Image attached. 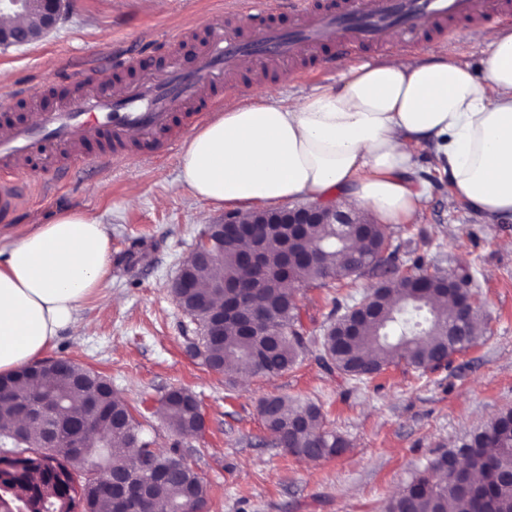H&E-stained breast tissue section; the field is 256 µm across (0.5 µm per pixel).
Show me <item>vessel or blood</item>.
<instances>
[{"label": "vessel or blood", "mask_w": 512, "mask_h": 512, "mask_svg": "<svg viewBox=\"0 0 512 512\" xmlns=\"http://www.w3.org/2000/svg\"><path fill=\"white\" fill-rule=\"evenodd\" d=\"M249 20L239 23L240 13ZM512 14V0H288L287 21L277 20L271 0H228L222 27L209 30L192 64L171 60L139 82L99 88L95 68L73 74L81 104H63L57 112H21L0 117V220H7L23 198L25 177L46 162L66 161L93 142H108L95 166L108 170L123 154L128 132L145 147L168 144L180 112L202 111L218 90L233 93L252 64L262 75L303 76L307 59L336 48L358 56L388 47L392 39L415 43L446 37L465 21L484 25Z\"/></svg>", "instance_id": "vessel-or-blood-1"}]
</instances>
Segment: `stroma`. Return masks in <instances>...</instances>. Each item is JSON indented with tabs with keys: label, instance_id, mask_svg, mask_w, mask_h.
<instances>
[{
	"label": "stroma",
	"instance_id": "stroma-1",
	"mask_svg": "<svg viewBox=\"0 0 512 512\" xmlns=\"http://www.w3.org/2000/svg\"><path fill=\"white\" fill-rule=\"evenodd\" d=\"M224 21L225 0H67L45 39L0 49V71L9 76L0 86V114L16 111L18 84L31 96L30 111L54 108L68 71L115 50L135 51L141 66L102 68L98 84L137 80L141 68L167 63L171 44H179L183 57L193 55L185 30ZM469 30L463 23L447 38H425L405 47L403 58L414 63L445 50L479 67ZM340 73L335 60L320 57L299 79L270 76L245 94L285 105L335 85ZM100 151L90 144L65 172L33 176L13 220L0 222V249L65 211L87 212L104 225L109 272L78 309L88 333L61 331L40 357L68 359L107 376L154 447L180 445L207 485L206 512H384L414 470L512 409V215L490 221L454 199L431 144L415 148L409 180L425 184L427 193L412 221L385 227L393 269L402 274L419 262L430 273H471L485 328L479 342L448 366L423 372L393 364L364 382L326 373L310 351L280 375H244L232 386L188 356L186 346L199 330L170 292L200 233L223 220L225 207L176 189L180 148L148 151L127 136L124 160L104 174L90 165ZM370 284L361 277L339 291L316 285L295 291L307 335L322 334L336 296L362 299ZM174 387L198 397L205 418L199 434L179 438L170 430L160 399ZM269 395L315 402L325 428L347 438L349 448L311 461L273 447L257 412Z\"/></svg>",
	"mask_w": 512,
	"mask_h": 512
}]
</instances>
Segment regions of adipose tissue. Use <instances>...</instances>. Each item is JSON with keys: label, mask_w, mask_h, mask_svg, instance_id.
I'll return each instance as SVG.
<instances>
[{"label": "adipose tissue", "mask_w": 512, "mask_h": 512, "mask_svg": "<svg viewBox=\"0 0 512 512\" xmlns=\"http://www.w3.org/2000/svg\"><path fill=\"white\" fill-rule=\"evenodd\" d=\"M484 74L448 52L349 65L339 84L283 105L245 98L184 143L179 182L212 203L250 208L345 190L349 208L409 222L422 195L407 174L432 144L451 195L482 215L512 214V28L473 29ZM0 264V374L28 366L60 330L86 333L80 302L108 272L110 241L81 212L24 234Z\"/></svg>", "instance_id": "obj_1"}]
</instances>
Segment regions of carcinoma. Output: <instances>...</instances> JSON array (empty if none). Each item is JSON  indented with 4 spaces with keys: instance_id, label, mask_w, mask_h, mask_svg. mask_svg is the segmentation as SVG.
Listing matches in <instances>:
<instances>
[{
    "instance_id": "carcinoma-1",
    "label": "carcinoma",
    "mask_w": 512,
    "mask_h": 512,
    "mask_svg": "<svg viewBox=\"0 0 512 512\" xmlns=\"http://www.w3.org/2000/svg\"><path fill=\"white\" fill-rule=\"evenodd\" d=\"M361 244L342 236L334 224H311L309 239L323 250L320 265L300 262L283 269L280 232L258 225L256 244L263 250L260 273L244 270L239 252L224 248L223 276L213 266L185 261L180 274L192 288H173L180 309L199 327L193 356L232 385L246 371L274 376L294 367L309 345L318 347L322 368L352 380L364 381L391 364L403 362L426 371L441 367L452 356L475 345L483 333L479 319L459 326L460 301L470 300L472 289L458 295L444 290L442 281L420 270L388 285L384 297L354 325H347L350 306H337L341 314L314 338L302 332L299 307L292 291L318 281L343 287V282L374 272L388 252L385 225L365 215ZM237 288H215L220 278ZM447 297L450 311L442 313L438 300ZM243 310L224 320V328L211 335L213 305L218 300ZM161 409L177 436L203 430L200 402L189 389L179 387L161 398ZM260 418L270 443L289 454L312 461L341 455L349 441L324 428L319 406L309 400L271 395L259 402ZM86 445L72 448L76 438ZM134 446L147 448L142 432L125 399L106 385V377L73 362L65 367L24 368L0 376V462L9 455L28 454L22 466L5 474L9 489L0 497V512H117L112 494L101 489L98 474L107 467L118 470ZM54 462L42 468L32 456ZM151 482L147 493L165 512H183L188 504L206 505V483L175 445L158 453L147 452ZM512 409L500 412L479 428L429 460L416 471L402 492L391 498L385 512H512Z\"/></svg>"
}]
</instances>
